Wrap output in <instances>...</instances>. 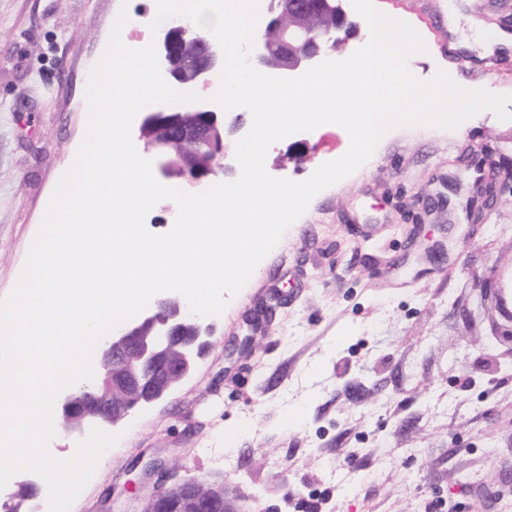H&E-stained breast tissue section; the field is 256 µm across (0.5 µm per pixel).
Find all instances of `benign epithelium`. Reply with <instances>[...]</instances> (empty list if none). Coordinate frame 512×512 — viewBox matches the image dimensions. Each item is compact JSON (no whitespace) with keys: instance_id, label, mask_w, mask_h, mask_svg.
Wrapping results in <instances>:
<instances>
[{"instance_id":"obj_1","label":"benign epithelium","mask_w":512,"mask_h":512,"mask_svg":"<svg viewBox=\"0 0 512 512\" xmlns=\"http://www.w3.org/2000/svg\"><path fill=\"white\" fill-rule=\"evenodd\" d=\"M329 0H284V17L273 22L278 29L275 41H262L252 48L249 59L274 73H303L318 64L327 54L314 29L298 23L301 14L314 15L325 10ZM190 25L172 24L165 29L158 45L157 59L163 75L175 85H206L222 70L224 55L213 40L197 43L188 52L184 41ZM180 112L204 115L206 127L173 120ZM161 122L170 123L175 136L194 144L200 155L209 158L210 172L229 168L224 148L216 136L224 131V110L202 100L184 107L157 104L146 110L138 128V141L144 152L159 159V174L171 176L164 158L167 145L149 141L144 131ZM182 177L193 187H201L208 175L192 160L183 164ZM202 317L193 313L180 297H162L138 319L113 332L103 341L96 367L103 369L94 383L66 393L56 412L57 420L67 431H83L93 424L103 428L124 420L137 406L162 399L173 391L195 368V345L201 333ZM195 330L193 340L184 332ZM201 482L190 479L170 488L160 487L150 494L152 512H200L205 499L199 491Z\"/></svg>"}]
</instances>
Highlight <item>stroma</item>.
I'll list each match as a JSON object with an SVG mask.
<instances>
[{"label": "stroma", "mask_w": 512, "mask_h": 512, "mask_svg": "<svg viewBox=\"0 0 512 512\" xmlns=\"http://www.w3.org/2000/svg\"><path fill=\"white\" fill-rule=\"evenodd\" d=\"M149 4L0 0V299L85 136L113 16ZM452 4L492 31L512 16V0H375L436 48L412 60L417 78L442 68L512 94V47L449 50ZM349 143L337 125L294 134L265 166L303 181ZM272 301L273 321H257ZM204 322L193 374L112 426L119 439L71 512H140L162 484L156 460L174 480L223 483L238 512H425L434 499L512 512V119L395 130ZM296 407L305 419L288 425Z\"/></svg>", "instance_id": "1"}]
</instances>
